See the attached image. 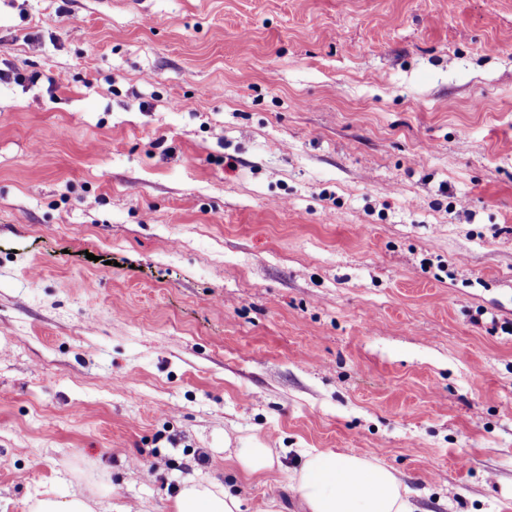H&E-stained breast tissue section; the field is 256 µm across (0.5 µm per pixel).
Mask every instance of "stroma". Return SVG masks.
<instances>
[{
  "mask_svg": "<svg viewBox=\"0 0 512 512\" xmlns=\"http://www.w3.org/2000/svg\"><path fill=\"white\" fill-rule=\"evenodd\" d=\"M0 69V512H512V0H0ZM231 458V457H230ZM232 462L251 476H262L274 467L272 448H237ZM294 489L305 512H413L392 469L332 450L307 455ZM172 512H242L241 501L225 486L211 481L183 485L170 500ZM98 504L94 496L62 494L50 489L33 496L29 512H99Z\"/></svg>",
  "mask_w": 512,
  "mask_h": 512,
  "instance_id": "obj_1",
  "label": "stroma"
}]
</instances>
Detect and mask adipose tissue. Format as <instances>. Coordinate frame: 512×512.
Listing matches in <instances>:
<instances>
[{
  "label": "adipose tissue",
  "instance_id": "ef3b65f1",
  "mask_svg": "<svg viewBox=\"0 0 512 512\" xmlns=\"http://www.w3.org/2000/svg\"><path fill=\"white\" fill-rule=\"evenodd\" d=\"M294 489L305 512H413L406 490L392 469L369 459L332 450L307 455ZM95 497L44 490L29 512H98ZM171 512H241V501L211 481L183 485L170 501Z\"/></svg>",
  "mask_w": 512,
  "mask_h": 512
}]
</instances>
